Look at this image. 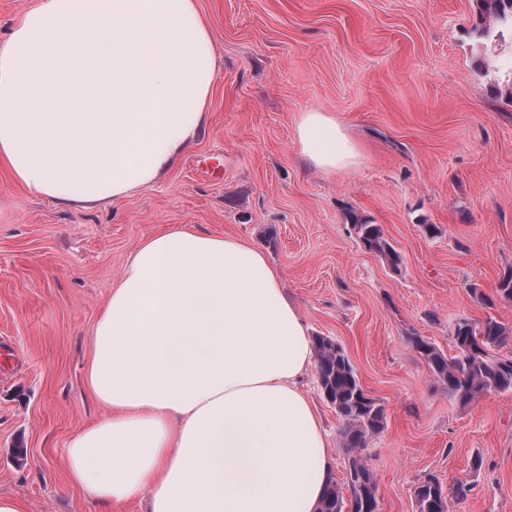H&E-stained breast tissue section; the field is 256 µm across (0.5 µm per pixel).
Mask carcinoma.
<instances>
[{
    "label": "carcinoma",
    "mask_w": 512,
    "mask_h": 512,
    "mask_svg": "<svg viewBox=\"0 0 512 512\" xmlns=\"http://www.w3.org/2000/svg\"><path fill=\"white\" fill-rule=\"evenodd\" d=\"M477 12L488 22L512 19V0H475ZM351 226L365 250L397 270L401 256L384 235L381 225L353 216ZM512 327L489 317L482 322L462 318L453 334L456 352L447 356L420 336L409 340L425 360L432 376L463 407L490 391H512V355L494 357L490 350L505 344ZM337 342L329 336L315 337L316 369L323 395L343 421L342 445L348 449L343 484H332L322 497L318 512H375L376 475L361 451L384 429L385 407L364 392L349 359L333 353ZM416 512H450V500L442 482L428 475L415 488Z\"/></svg>",
    "instance_id": "1"
}]
</instances>
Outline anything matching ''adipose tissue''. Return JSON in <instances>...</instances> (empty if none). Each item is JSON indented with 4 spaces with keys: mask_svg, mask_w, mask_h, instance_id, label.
Segmentation results:
<instances>
[{
    "mask_svg": "<svg viewBox=\"0 0 512 512\" xmlns=\"http://www.w3.org/2000/svg\"><path fill=\"white\" fill-rule=\"evenodd\" d=\"M217 55L197 0H36L0 44V162L65 204L124 199L172 170L207 120ZM301 156L359 149L303 113ZM84 382L104 418L70 438L97 512H317L327 434L302 381L313 338L254 242L176 224L127 258L91 331Z\"/></svg>",
    "mask_w": 512,
    "mask_h": 512,
    "instance_id": "obj_1",
    "label": "adipose tissue"
}]
</instances>
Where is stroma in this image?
Masks as SVG:
<instances>
[{
  "label": "stroma",
  "instance_id": "35a3bbf8",
  "mask_svg": "<svg viewBox=\"0 0 512 512\" xmlns=\"http://www.w3.org/2000/svg\"><path fill=\"white\" fill-rule=\"evenodd\" d=\"M198 5L217 52L208 124L162 181L75 209L0 166V494L27 512H96L65 460L70 437L105 414L84 385L89 331L128 256L190 224L262 247L311 334L341 343L384 405L364 450L380 512H416L429 474L468 484L450 512H512V392L460 406L410 343L451 356L458 319L512 325V302L495 293L512 269V104L500 94L512 34L484 36L475 0ZM310 110L346 127L355 169L301 159L296 127ZM354 214L382 225L399 270L364 249ZM305 389L342 480V420L316 371Z\"/></svg>",
  "mask_w": 512,
  "mask_h": 512
}]
</instances>
